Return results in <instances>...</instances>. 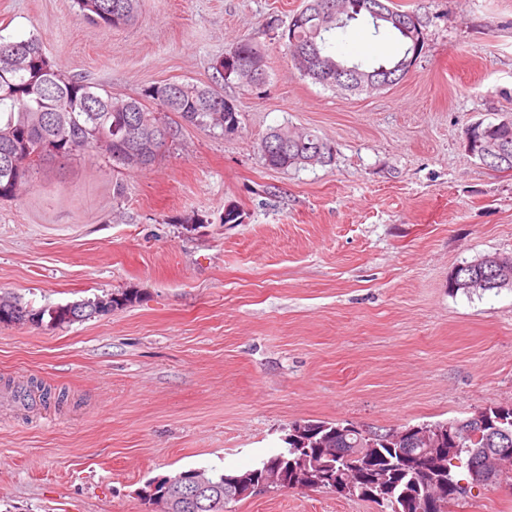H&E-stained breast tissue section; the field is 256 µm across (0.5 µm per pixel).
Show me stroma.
Returning a JSON list of instances; mask_svg holds the SVG:
<instances>
[{"instance_id": "stroma-1", "label": "stroma", "mask_w": 512, "mask_h": 512, "mask_svg": "<svg viewBox=\"0 0 512 512\" xmlns=\"http://www.w3.org/2000/svg\"><path fill=\"white\" fill-rule=\"evenodd\" d=\"M394 2L423 51L394 87L349 94L284 52L303 0H141L111 30L75 0H0V39L38 37L116 97L214 83L246 36L267 65L260 86L223 84L238 131L173 113L150 169L76 154L0 202V295L32 309L137 296L80 322L0 325V512H153L148 483L252 468L295 421L382 432L512 405V288L450 286L463 263L512 255V171L464 147L468 125L512 116V0ZM280 127L316 131L332 163L268 167L259 143ZM33 378L66 403L15 401ZM231 508L379 512L325 489ZM448 512H512V479Z\"/></svg>"}]
</instances>
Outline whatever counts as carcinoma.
Returning <instances> with one entry per match:
<instances>
[{"label":"carcinoma","instance_id":"carcinoma-1","mask_svg":"<svg viewBox=\"0 0 512 512\" xmlns=\"http://www.w3.org/2000/svg\"><path fill=\"white\" fill-rule=\"evenodd\" d=\"M350 20L369 18L373 34L387 31L400 42L401 51L392 60L376 64L348 62L336 56L330 37L338 29L332 22L321 29L310 24L301 25L291 19L281 40L286 54L296 60L297 50L315 51L323 64L361 71L391 70L410 56L412 40L391 21L376 17L370 11L373 0H348ZM84 18L102 28H117L132 24L139 12L140 0H76ZM27 51L29 67L14 70L8 60L12 47ZM258 51L253 38L238 40L224 56L221 68L216 70L222 80H236L253 85L258 74L248 67V56ZM145 97L156 101L163 111H174L195 126L212 130L231 125L239 128V112L225 107L226 99L217 88L189 82L180 83L174 92L170 84L150 87ZM177 131L165 122L160 113L148 110L139 98H117L108 91L77 75L66 74L49 58L37 37L21 41H0V200H13L30 185L33 174L44 162L52 158H65L76 153L104 154L112 166L124 170H139L153 166L167 141ZM496 137L509 153L508 162L497 171L512 170V123L494 130ZM51 141L56 150L40 152L41 145ZM314 143L322 146L320 154L308 150ZM260 150L267 166L273 169L300 168L305 163L299 157L314 159L312 165L331 161V145L315 132H290L278 128L261 140ZM37 159L25 162L32 155ZM486 266L465 265L460 268L459 279L485 277L483 292L499 290L495 280L488 277ZM101 299L83 300L66 305L49 306L34 310L24 306L12 296H0V322L11 324L10 317L23 312L34 322L49 318L53 323H65V315L84 320L99 314ZM319 437H328L338 447L349 452L350 462L360 463L363 450L342 440H336V424L327 421H308ZM489 427L480 430L481 438L469 439L455 446L448 471L433 470L423 460L413 457L414 451L402 448H372L370 454L386 471V486L376 487L356 497L376 503L381 512H448V505L459 500L456 483L467 470L466 464L478 448L488 440Z\"/></svg>","mask_w":512,"mask_h":512}]
</instances>
